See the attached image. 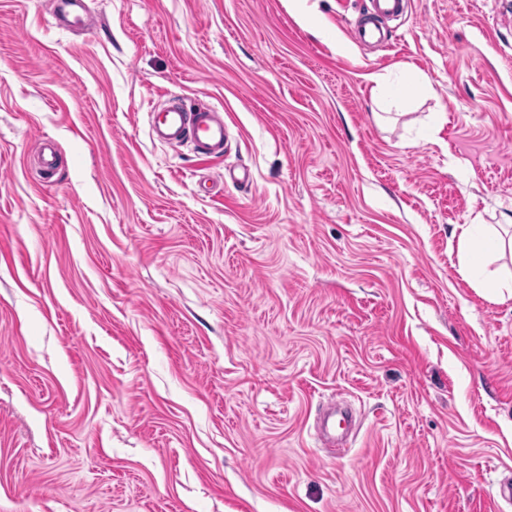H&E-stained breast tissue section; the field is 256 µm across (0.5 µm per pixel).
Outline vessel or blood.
Wrapping results in <instances>:
<instances>
[{
	"label": "vessel or blood",
	"instance_id": "b4317fda",
	"mask_svg": "<svg viewBox=\"0 0 512 512\" xmlns=\"http://www.w3.org/2000/svg\"><path fill=\"white\" fill-rule=\"evenodd\" d=\"M374 9L365 16L353 31V38L359 43L384 39L381 20L402 14L409 0H371ZM153 137L159 142L178 145L191 142L198 153L205 157L219 158L224 154V122L217 119L212 108L199 106L191 108L183 104H171L156 113L151 121ZM339 409L328 405L323 409L317 423L320 441L337 453H345L348 437L336 434L334 419Z\"/></svg>",
	"mask_w": 512,
	"mask_h": 512
}]
</instances>
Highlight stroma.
I'll return each mask as SVG.
<instances>
[{
    "instance_id": "35a3bbf8",
    "label": "stroma",
    "mask_w": 512,
    "mask_h": 512,
    "mask_svg": "<svg viewBox=\"0 0 512 512\" xmlns=\"http://www.w3.org/2000/svg\"><path fill=\"white\" fill-rule=\"evenodd\" d=\"M364 3L0 0V512H489L512 299L458 236L512 221V0L373 48ZM172 98L223 158L152 138ZM460 272L473 278L479 275L482 269L481 252L483 246H476L473 242V225L462 226L459 236ZM337 415H341L342 420L348 424L350 428L352 419L347 414H343L335 404H330L320 413L317 423V433L319 440L327 448H335L336 453L343 454L347 451L348 431L341 435H336L334 419Z\"/></svg>"
}]
</instances>
